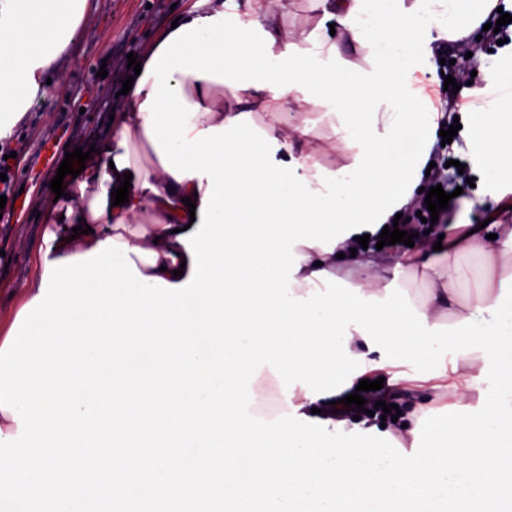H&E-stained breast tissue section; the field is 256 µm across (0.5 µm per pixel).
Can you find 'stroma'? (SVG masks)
I'll return each instance as SVG.
<instances>
[{
    "instance_id": "stroma-1",
    "label": "stroma",
    "mask_w": 512,
    "mask_h": 512,
    "mask_svg": "<svg viewBox=\"0 0 512 512\" xmlns=\"http://www.w3.org/2000/svg\"><path fill=\"white\" fill-rule=\"evenodd\" d=\"M193 0H91L92 29L76 32L58 61L57 73L41 84L23 118L0 136V149L13 153L10 175L24 189L29 207L24 215L0 214V340L21 327L19 314L30 298L27 284L39 272L46 244L43 212L55 195L49 187L57 173L40 160L42 144L56 145V158L64 160L74 149H90L105 141L112 128L116 94L131 71L128 54L144 56L161 31L185 11ZM106 77H99L100 69ZM473 186L449 176V189L457 190L459 224L483 223L494 207L495 188L474 170H467Z\"/></svg>"
}]
</instances>
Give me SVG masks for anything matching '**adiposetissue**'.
<instances>
[{"mask_svg": "<svg viewBox=\"0 0 512 512\" xmlns=\"http://www.w3.org/2000/svg\"><path fill=\"white\" fill-rule=\"evenodd\" d=\"M317 20L312 31L286 33L280 23L276 0H195L177 18L179 25L195 19L214 16L221 12L235 13L247 7L262 28L271 34L275 45L292 44L301 49L310 48V33H318L322 50L320 59H327L330 47H337L342 59L365 66L367 48L356 41L344 20L356 5V0H309ZM88 0H0V126L15 124L26 112L43 75L52 69L69 45L75 31L87 23ZM174 81L181 87L182 97L196 106L197 114L191 123L195 129L227 125L231 118L247 114L268 136L276 138L279 161H296L301 173L310 178L312 189H319L315 181L316 165L326 150L337 149L341 166L353 165L357 148L348 147L335 114L326 107H315L297 90L277 96L269 88L248 86L225 90L222 82L201 78L196 74L174 72ZM411 83L430 98L438 117L444 121L460 119L465 143V157L473 169L490 180L498 190L496 218L486 228L473 234L446 237L441 250L425 249L414 253L402 245L386 246L384 252L376 248H360L357 240L346 238L336 244L334 251L321 247L295 246L300 255V268L291 286L294 295H307L313 288L315 268L335 273L337 261L356 269L373 272H394L421 269L432 272L436 287L419 291L409 282H402L418 312L424 313L428 324L452 325L471 317L477 308L496 303L498 293L492 279H481L478 291L467 302L459 296L465 288L458 270L452 269L453 257H471L491 261L494 257L512 259V57L501 60L490 68L480 97L493 102V110L475 109L461 114L448 109L440 96V83L433 77L415 71ZM151 87L130 90L116 107L112 135L104 146L98 147L94 157L87 161L80 177L66 193L47 210L48 229L45 240L53 250L54 261L76 257L79 246L96 250L106 239L134 248L131 262L143 276L161 278L169 284H181L183 276L191 275V268L183 267V259L190 253L176 234L190 221L185 198L201 204L208 188L199 178L177 179L163 166L156 146L150 140L147 114L141 111ZM318 110L322 119L314 125L303 121L291 122L289 111ZM131 174L129 201L122 206L112 203V193L120 186L121 174ZM90 226V234L73 235V227ZM154 253L155 262L142 260L140 251ZM485 362L480 352L459 356L456 368H443L441 379L450 389L456 405L468 406L480 387L477 378ZM256 403H267L274 414L296 406L305 410L318 408L330 415L332 406L327 399L310 400L305 389L295 387L292 398H285L277 378L267 384L253 382Z\"/></svg>", "mask_w": 512, "mask_h": 512, "instance_id": "obj_1", "label": "adipose tissue"}]
</instances>
